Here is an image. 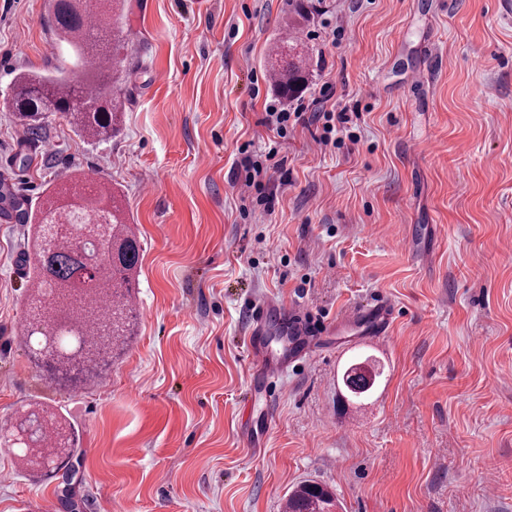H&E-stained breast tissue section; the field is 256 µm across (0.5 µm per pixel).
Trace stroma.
<instances>
[{"label": "stroma", "mask_w": 512, "mask_h": 512, "mask_svg": "<svg viewBox=\"0 0 512 512\" xmlns=\"http://www.w3.org/2000/svg\"><path fill=\"white\" fill-rule=\"evenodd\" d=\"M305 4L299 19L288 0H127L122 129L90 142L57 115L32 137L6 108L19 74L71 60L45 0H0V183L32 205L109 184L142 246L137 334L72 390L19 344L30 227L0 212V430L37 401L81 433L67 505L0 451V512H283L304 480L338 512H512V0ZM292 21L312 58L288 106L360 113L361 139L296 126L274 204L245 203L237 148H265L267 58ZM270 298L324 339L271 401L247 354ZM382 299L389 335L337 329ZM366 355L382 380L340 401Z\"/></svg>", "instance_id": "1"}]
</instances>
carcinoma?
Returning a JSON list of instances; mask_svg holds the SVG:
<instances>
[{
    "label": "carcinoma",
    "mask_w": 512,
    "mask_h": 512,
    "mask_svg": "<svg viewBox=\"0 0 512 512\" xmlns=\"http://www.w3.org/2000/svg\"><path fill=\"white\" fill-rule=\"evenodd\" d=\"M125 0H47V12L56 41L66 45L74 66L92 71L89 78H72L62 68L54 74L27 72L16 77L8 107L33 134L42 131L50 113H58L91 141H106L119 134L125 100L115 94L112 83L120 71V20ZM309 48L295 36L280 39L269 55V71L285 95L305 84ZM0 209L17 211L23 223L32 226L33 275L31 302L61 301L56 317L39 316V326L21 335V344L33 356L49 345L54 361L45 364L52 376H69L71 365L84 363L80 373L87 380L99 377L100 364L89 346L112 337L118 348L134 333L137 317L132 303L135 276L140 267L141 244L128 219L116 205L112 188L86 184L83 191L54 188L37 207L21 208L9 189L0 185ZM383 371L376 362L355 363L344 371L348 395L360 399L374 389ZM45 444L64 446L50 464L40 469L46 480L59 471L76 470L79 432L65 418L44 432ZM336 494L313 481L298 484L289 492L285 512H334Z\"/></svg>",
    "instance_id": "obj_1"
}]
</instances>
